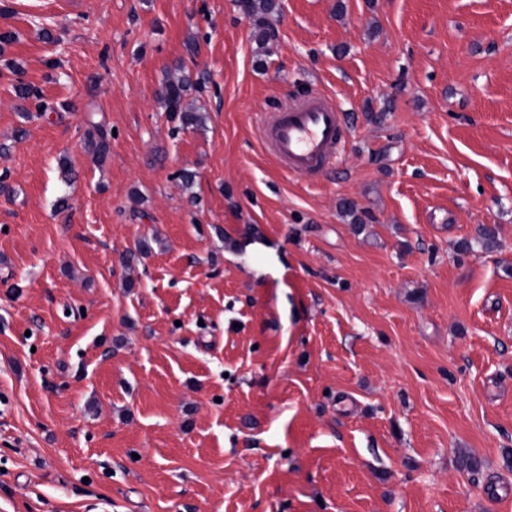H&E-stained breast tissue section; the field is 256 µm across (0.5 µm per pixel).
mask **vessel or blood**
<instances>
[{
    "mask_svg": "<svg viewBox=\"0 0 512 512\" xmlns=\"http://www.w3.org/2000/svg\"><path fill=\"white\" fill-rule=\"evenodd\" d=\"M255 122L279 166L310 180L336 162L344 143L345 114L330 95L319 91L288 102L280 111L257 114Z\"/></svg>",
    "mask_w": 512,
    "mask_h": 512,
    "instance_id": "b4317fda",
    "label": "vessel or blood"
}]
</instances>
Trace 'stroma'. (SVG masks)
Returning <instances> with one entry per match:
<instances>
[{
	"label": "stroma",
	"instance_id": "35a3bbf8",
	"mask_svg": "<svg viewBox=\"0 0 512 512\" xmlns=\"http://www.w3.org/2000/svg\"><path fill=\"white\" fill-rule=\"evenodd\" d=\"M277 2L0 0V512H512V0ZM238 5L243 13L254 18L255 29L258 32L260 44H265L275 34V29L268 21V17L277 11L275 0H239ZM184 85L180 82H170L165 85L164 99L169 112H181V122L184 127L192 126L199 122V116L195 112H188L182 106V91ZM254 119L263 146L287 173L312 180L342 150L345 114L326 93L301 96Z\"/></svg>",
	"mask_w": 512,
	"mask_h": 512
}]
</instances>
